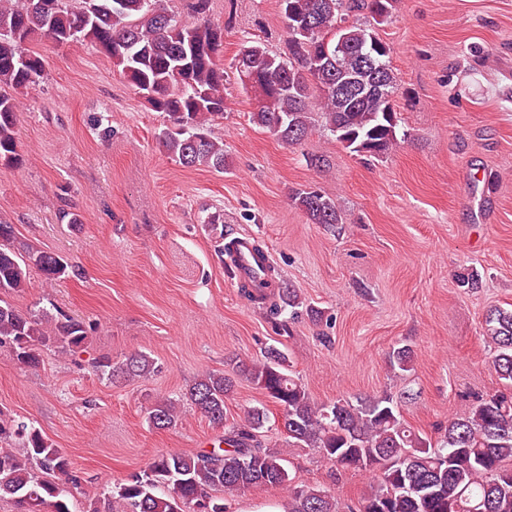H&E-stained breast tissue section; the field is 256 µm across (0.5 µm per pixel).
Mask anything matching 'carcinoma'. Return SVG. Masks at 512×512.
<instances>
[{
  "label": "carcinoma",
  "instance_id": "1",
  "mask_svg": "<svg viewBox=\"0 0 512 512\" xmlns=\"http://www.w3.org/2000/svg\"><path fill=\"white\" fill-rule=\"evenodd\" d=\"M396 0H280L288 57L247 40L234 58L242 89L253 94L251 117L281 142L294 145L322 119L336 141L353 153L383 158L398 146L394 101L370 93H336L352 82L370 86L383 80L396 93L388 57L370 65L364 53L380 40L376 26L390 18ZM198 21L180 23L164 0H0V166L18 168L19 95L40 85L45 59L29 48L35 37L58 46L89 43L112 60L119 75L167 117L158 134L168 155L187 168L224 172V143L210 126L224 118V26L208 18L209 0H193ZM367 11L372 23L345 24L344 12ZM340 44L337 59L323 55L327 36ZM292 201L312 224H341L336 201L320 190H299ZM46 280L68 273L61 257L17 241L14 225L0 217V349L17 362L39 364V350L53 345L74 350L87 344L93 325L44 311L22 313L7 300L31 287V270ZM278 289L277 315L310 312L298 291L273 280L245 284L250 298ZM492 367L512 387V311L494 308L485 316ZM413 350L395 348L391 368L411 369ZM96 372L129 381L158 371L156 361L132 353L119 363L97 361ZM242 374L281 409L280 428L288 441L310 448L351 471L374 474L376 486L359 512H512V394L476 399L448 420L437 443L417 434L396 412L391 398L315 402L290 369L283 351L270 347L264 360ZM232 375L208 372L176 398L161 397L147 408L149 425L166 430L190 407L224 428L220 447L196 454H160L84 512H227L224 499L279 486L286 490L285 512H339L326 489L296 483L281 452L261 439L265 408L251 407L243 420L227 421L225 400ZM62 475L74 486L68 457L25 421L0 413V496L16 500L20 512L39 501L50 512H71L53 480ZM167 493L159 495V487Z\"/></svg>",
  "mask_w": 512,
  "mask_h": 512
}]
</instances>
